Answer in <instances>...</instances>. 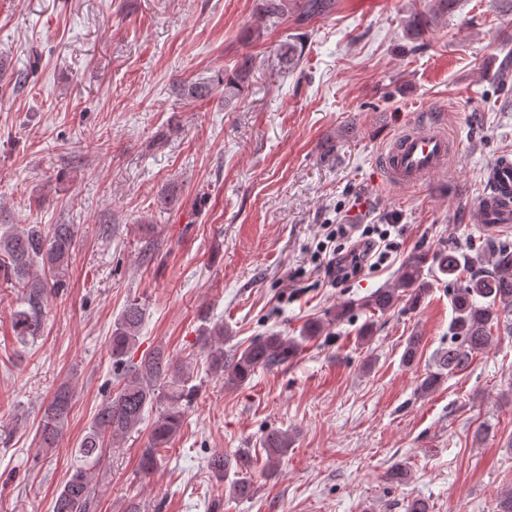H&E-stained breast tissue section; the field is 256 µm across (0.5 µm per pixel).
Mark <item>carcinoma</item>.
Returning a JSON list of instances; mask_svg holds the SVG:
<instances>
[{"instance_id":"obj_1","label":"carcinoma","mask_w":512,"mask_h":512,"mask_svg":"<svg viewBox=\"0 0 512 512\" xmlns=\"http://www.w3.org/2000/svg\"><path fill=\"white\" fill-rule=\"evenodd\" d=\"M457 3L458 0H427L423 9L412 13L407 21L412 39L422 38ZM285 9L286 0H261V11L270 19L279 18ZM74 242L72 224H28L21 229L7 226L0 233V275L22 288L26 305L14 314V328L21 338L40 335L45 303L64 286ZM425 264V256H413L395 284L373 293L365 305L383 314L405 296L410 306L420 304L429 292ZM438 270L448 276V285L452 286L454 317L448 327V349L437 355L436 370L422 380V391L435 388L448 373L467 368L490 345L493 329L512 328L508 321L512 314L511 244L486 239L465 259L454 249L443 251L438 258ZM143 318L144 308L133 299L114 324L110 346L119 387L99 406L76 448L77 461L55 499L53 512H95L91 484L105 441L137 429L146 407L155 404L160 411L148 447L139 460L142 473L149 474L158 468L161 451L183 426L188 404L197 390L192 384L193 375L188 365L172 361L160 349L142 355L137 361L131 358ZM200 340L207 350L208 370L224 377L228 386L244 384L260 368L284 364L298 348L297 340L271 332L244 348L226 352L222 324L205 328ZM71 405L70 389L65 385L58 387L39 425L41 447H56ZM260 443L265 455L264 468L269 472L278 467L291 441L287 433L271 430ZM207 468L217 479L224 480L232 469L231 459L222 453L213 454L207 460ZM229 493L235 498H249L253 496L254 485L248 479L236 478L229 483Z\"/></svg>"}]
</instances>
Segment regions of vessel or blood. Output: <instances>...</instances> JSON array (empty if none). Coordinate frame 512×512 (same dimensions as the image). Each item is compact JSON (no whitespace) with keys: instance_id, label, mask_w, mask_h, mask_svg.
<instances>
[{"instance_id":"b4317fda","label":"vessel or blood","mask_w":512,"mask_h":512,"mask_svg":"<svg viewBox=\"0 0 512 512\" xmlns=\"http://www.w3.org/2000/svg\"><path fill=\"white\" fill-rule=\"evenodd\" d=\"M458 152L442 122H417L397 131L386 143L380 168L398 185H414L445 169ZM489 191L478 204L481 222L488 225L512 223V159H497L488 170Z\"/></svg>"}]
</instances>
